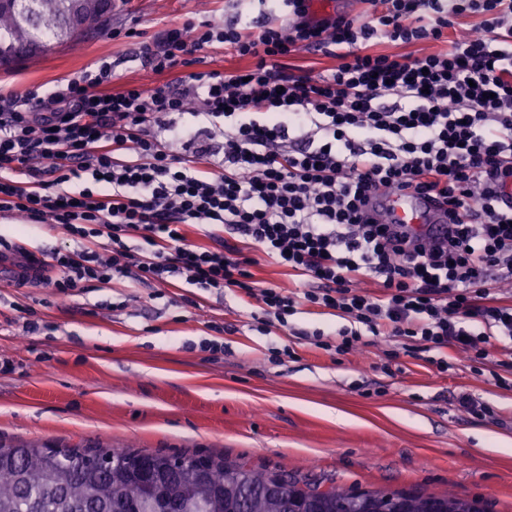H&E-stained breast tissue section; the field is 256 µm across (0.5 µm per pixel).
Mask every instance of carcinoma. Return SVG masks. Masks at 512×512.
<instances>
[{"instance_id": "obj_1", "label": "carcinoma", "mask_w": 512, "mask_h": 512, "mask_svg": "<svg viewBox=\"0 0 512 512\" xmlns=\"http://www.w3.org/2000/svg\"><path fill=\"white\" fill-rule=\"evenodd\" d=\"M38 5V35L50 39L64 22L61 0H30ZM108 18L90 14L86 33L65 41L81 44L85 34L102 29ZM19 16L0 11V57L9 56L17 42ZM39 441L0 444V512H138L163 505L148 498L147 479L164 462H179L175 497L181 512H288V506L304 509L321 506L327 512H348L356 501L391 510L404 505L419 512L428 501L444 512H483L476 500L451 493L422 494L406 490L350 491L321 487L298 479L256 469L244 462H229L222 455L205 458L204 472L197 470V456H168L129 446L99 445L80 448L67 444L46 452Z\"/></svg>"}]
</instances>
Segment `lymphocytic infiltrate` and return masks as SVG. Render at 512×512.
Here are the masks:
<instances>
[{
	"label": "lymphocytic infiltrate",
	"mask_w": 512,
	"mask_h": 512,
	"mask_svg": "<svg viewBox=\"0 0 512 512\" xmlns=\"http://www.w3.org/2000/svg\"><path fill=\"white\" fill-rule=\"evenodd\" d=\"M370 2L361 18L314 20L309 0H257V12L188 19L146 43L153 74L185 68L173 81L116 91L103 59L52 91L0 99V217L75 243L49 254L50 279L27 256L21 284L238 288L283 327L314 304L348 322L322 349L355 354L385 330L440 373L452 368L445 349L479 362L490 341L512 342V299L497 290L512 285V0ZM466 14L481 20L447 50H375L441 40ZM214 43L250 66L193 71ZM301 49L339 63L326 75L286 69ZM82 173L90 186L73 190ZM403 187L443 199L445 239L385 222L374 196ZM254 247L291 285L258 287ZM364 277L379 294L357 288Z\"/></svg>",
	"instance_id": "f902f5d3"
}]
</instances>
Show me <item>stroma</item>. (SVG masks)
I'll return each mask as SVG.
<instances>
[{"label": "stroma", "mask_w": 512, "mask_h": 512, "mask_svg": "<svg viewBox=\"0 0 512 512\" xmlns=\"http://www.w3.org/2000/svg\"><path fill=\"white\" fill-rule=\"evenodd\" d=\"M234 0H116L106 28L80 49L0 69V95L49 91L103 58L121 59L113 89L155 85L137 53L166 23L222 17ZM120 37H113V30ZM0 235L43 253L65 247L47 224L0 219ZM243 291L115 281L60 298L0 281V440L92 448L109 441L166 454H221L310 475L323 485L452 492L486 512H512V353L491 348L482 374L464 358L436 373L405 338L368 336L363 358L315 345L344 321L304 305L292 329L261 332ZM222 344L221 352L204 342ZM294 355L272 361L273 347ZM399 353L391 373L384 350ZM469 392L490 415L458 409Z\"/></svg>", "instance_id": "stroma-1"}]
</instances>
